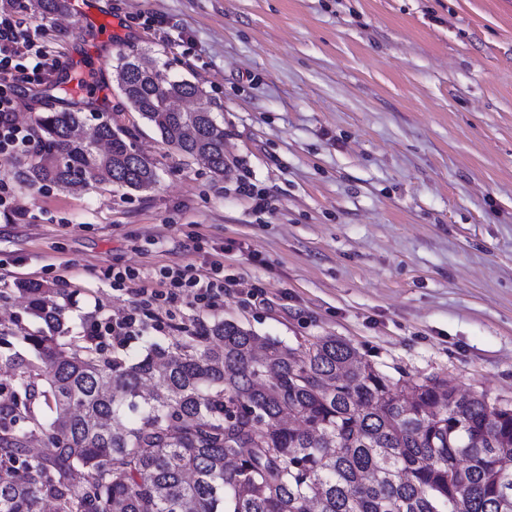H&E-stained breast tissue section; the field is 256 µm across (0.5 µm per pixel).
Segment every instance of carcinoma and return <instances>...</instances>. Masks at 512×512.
<instances>
[{
  "mask_svg": "<svg viewBox=\"0 0 512 512\" xmlns=\"http://www.w3.org/2000/svg\"><path fill=\"white\" fill-rule=\"evenodd\" d=\"M47 15L65 0H0ZM116 81L162 142L224 175V126L165 63L121 55ZM194 97L186 112L175 102ZM44 112L28 187L158 183L156 163L106 112ZM43 327L0 388V512H512V403L448 377L391 378L336 336L290 346L235 322L128 363L70 335L60 289L21 285ZM49 452L31 457L30 439Z\"/></svg>",
  "mask_w": 512,
  "mask_h": 512,
  "instance_id": "cac0c4a2",
  "label": "carcinoma"
}]
</instances>
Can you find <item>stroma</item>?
<instances>
[{
  "label": "stroma",
  "instance_id": "35a3bbf8",
  "mask_svg": "<svg viewBox=\"0 0 512 512\" xmlns=\"http://www.w3.org/2000/svg\"><path fill=\"white\" fill-rule=\"evenodd\" d=\"M112 41L61 11L42 18L59 59L19 87L18 118L108 112L154 160L149 192L108 184L0 182L27 212L0 216V330L39 321L20 281L72 298L75 324L127 313L115 265L224 263L234 282L171 327L110 353L138 357L181 330L229 320L294 345L338 336L392 378L445 376L464 393L512 400V0H99ZM166 20L165 30L144 26ZM167 63L202 87L224 126L230 168L213 178L131 111L118 54ZM92 76L96 94L78 88ZM261 188L266 208L237 189Z\"/></svg>",
  "mask_w": 512,
  "mask_h": 512
}]
</instances>
